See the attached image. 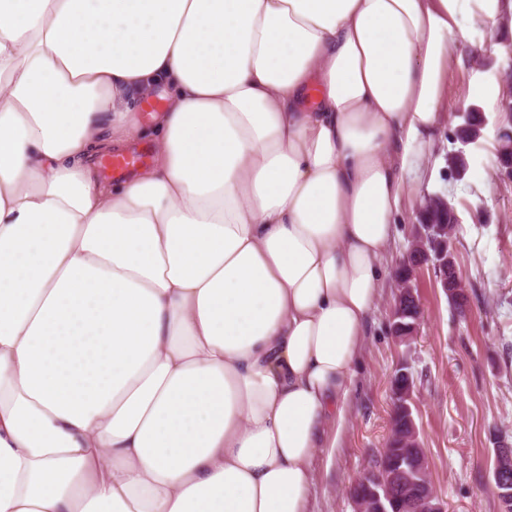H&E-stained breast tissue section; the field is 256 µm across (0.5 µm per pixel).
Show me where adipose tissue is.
<instances>
[{"label":"adipose tissue","instance_id":"1","mask_svg":"<svg viewBox=\"0 0 512 512\" xmlns=\"http://www.w3.org/2000/svg\"><path fill=\"white\" fill-rule=\"evenodd\" d=\"M505 7L0 0V512H309L448 77Z\"/></svg>","mask_w":512,"mask_h":512}]
</instances>
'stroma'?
<instances>
[{
	"label": "stroma",
	"instance_id": "stroma-1",
	"mask_svg": "<svg viewBox=\"0 0 512 512\" xmlns=\"http://www.w3.org/2000/svg\"><path fill=\"white\" fill-rule=\"evenodd\" d=\"M472 40L489 45L475 57V70L498 78L512 26L474 24ZM448 95L459 106L436 135L428 163L434 174L419 194H444L456 210L453 249L468 302L457 311L433 270L421 269L416 285L424 321L416 338L402 342L391 330L397 283L386 279L370 316L347 422L335 448L320 451L313 463L310 512H354L350 488L388 443L392 380L402 366L414 380L419 440L448 512H500L492 475L495 438L502 434L512 443V180L488 159L505 113L500 101L471 98L464 72L449 76ZM472 108L485 125L478 141L465 144L454 133ZM459 150L467 168L455 179L448 156Z\"/></svg>",
	"mask_w": 512,
	"mask_h": 512
}]
</instances>
